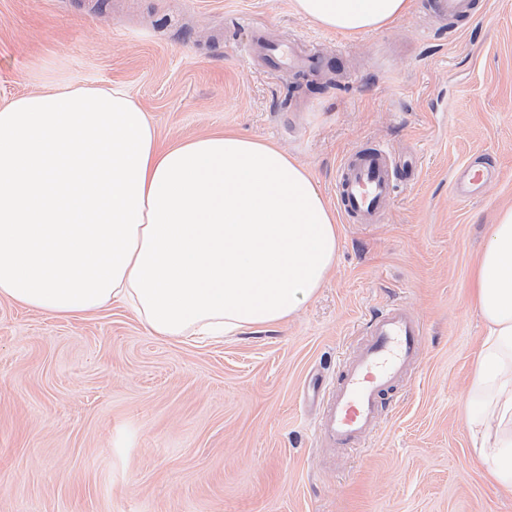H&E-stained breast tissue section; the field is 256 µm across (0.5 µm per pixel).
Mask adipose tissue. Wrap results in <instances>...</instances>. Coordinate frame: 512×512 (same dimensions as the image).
I'll list each match as a JSON object with an SVG mask.
<instances>
[{"mask_svg": "<svg viewBox=\"0 0 512 512\" xmlns=\"http://www.w3.org/2000/svg\"><path fill=\"white\" fill-rule=\"evenodd\" d=\"M342 34L410 0H294ZM336 218L285 151L234 132L159 149L121 85L58 81L0 103V298L56 316L130 304L157 337L221 338L293 316L336 263ZM484 338L468 390L473 452L512 491V207L479 253Z\"/></svg>", "mask_w": 512, "mask_h": 512, "instance_id": "adipose-tissue-1", "label": "adipose tissue"}]
</instances>
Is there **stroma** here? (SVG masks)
<instances>
[{
    "mask_svg": "<svg viewBox=\"0 0 512 512\" xmlns=\"http://www.w3.org/2000/svg\"><path fill=\"white\" fill-rule=\"evenodd\" d=\"M441 33L420 5L347 36L294 0H0V103L51 79L126 87L163 145L270 141L332 200L380 143L418 162L381 224L339 223L336 266L286 321L223 340L156 337L130 309L58 317L0 299V512H512L463 417L483 339L471 272L512 206V0ZM304 39L317 73L259 68L253 23ZM500 177L452 190L477 151ZM425 325L420 366L358 448L320 446L309 377L334 380L387 303Z\"/></svg>",
    "mask_w": 512,
    "mask_h": 512,
    "instance_id": "stroma-1",
    "label": "stroma"
}]
</instances>
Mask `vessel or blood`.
I'll use <instances>...</instances> for the list:
<instances>
[{"label":"vessel or blood","mask_w":512,"mask_h":512,"mask_svg":"<svg viewBox=\"0 0 512 512\" xmlns=\"http://www.w3.org/2000/svg\"><path fill=\"white\" fill-rule=\"evenodd\" d=\"M433 22L445 29L469 18L480 22L486 12L475 0H426ZM253 52L272 69L311 70L317 57L298 44L281 43L258 35ZM381 144H366L345 156L336 168V207L346 223H380L401 188L400 172L408 168ZM495 179L491 162L483 153L472 154L454 183L455 193L465 199L482 196ZM364 340L353 357L343 361L331 389L312 388L303 393L307 403L320 408L316 437L328 448H354L364 441L380 421L386 398L410 376L419 361L424 326L407 306L387 305L368 320Z\"/></svg>","instance_id":"vessel-or-blood-1"}]
</instances>
